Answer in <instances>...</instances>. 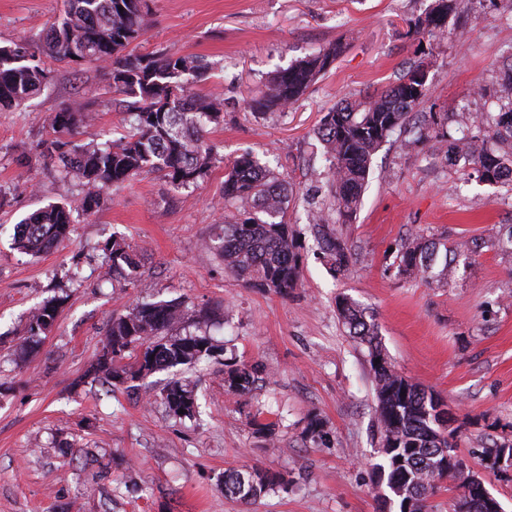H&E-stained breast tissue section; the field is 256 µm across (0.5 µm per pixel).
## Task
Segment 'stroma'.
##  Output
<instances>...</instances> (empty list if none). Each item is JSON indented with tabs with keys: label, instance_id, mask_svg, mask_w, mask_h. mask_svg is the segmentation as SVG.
Masks as SVG:
<instances>
[{
	"label": "stroma",
	"instance_id": "35a3bbf8",
	"mask_svg": "<svg viewBox=\"0 0 512 512\" xmlns=\"http://www.w3.org/2000/svg\"><path fill=\"white\" fill-rule=\"evenodd\" d=\"M64 0H0V43L39 37ZM434 0H147L151 25L136 52L190 55L208 68L195 92H221L224 121L209 129L217 159L204 178L175 187L145 174L110 187L93 213L79 186L52 167L20 172L16 159L48 134V117L75 99L96 118L79 142L126 130L123 97L98 64H55L53 79L21 108L0 112V512H381L372 374L365 348L336 315L345 295L372 314L401 375L447 402L468 468L484 448L512 439V185L470 180L436 142L394 135L372 158L355 223L339 225L359 259L329 271L307 212L332 199L329 163L313 130L344 99L384 88L427 62L424 111L456 131L492 112L512 56V0H456L439 36L409 23ZM344 53L297 103L253 106L271 72L336 42ZM251 154L291 188L288 221L301 244L298 288L280 296L226 272L212 243L224 234V172ZM50 202L73 205L69 241L33 257L13 247L17 223ZM447 237L460 253L447 284L396 275L406 232ZM139 259L134 282L103 265L111 239ZM488 241L466 255L472 240ZM65 303L47 334L26 336L45 301ZM209 308L216 351L191 367L115 388L88 371L114 318L140 302ZM262 363L259 401L227 394V359ZM194 388L196 418H177L160 393L172 378ZM273 423L256 433L253 416ZM321 436L308 432L311 421ZM282 473L287 490L254 504L225 498L227 468ZM486 489L512 512V478L483 471Z\"/></svg>",
	"mask_w": 512,
	"mask_h": 512
}]
</instances>
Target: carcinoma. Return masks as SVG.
Returning a JSON list of instances; mask_svg holds the SVG:
<instances>
[{"label":"carcinoma","mask_w":512,"mask_h":512,"mask_svg":"<svg viewBox=\"0 0 512 512\" xmlns=\"http://www.w3.org/2000/svg\"><path fill=\"white\" fill-rule=\"evenodd\" d=\"M453 9L454 0H435L425 17L410 24V30L416 35L442 34ZM148 23L145 0H66L62 16L43 35L0 45V111L24 104L49 83L48 59L75 65L105 63L110 88L131 98L125 108L132 121L121 137L92 145L76 141L77 129L92 120L94 109L89 102L74 101L49 116L50 137L17 159L27 171L41 160L55 163L62 177L80 186V204L87 213L100 206L103 191L111 185L157 173L177 187H188L216 160L206 134L210 125L223 122L224 99L193 91L194 84L207 79L198 59L130 49ZM344 51V44L337 42L275 72L260 106L283 109L299 101ZM423 67L419 61L385 90L340 102L322 115L316 135L331 162L338 223L355 220L372 158L396 131L412 135L417 142L430 137L448 141V132L412 121V111L424 103L428 92L425 87L412 90L415 74ZM507 79L499 112L472 117L458 128L459 137L452 143L455 154L471 165L472 176L489 184L512 174V66ZM291 197L292 191L271 169L248 153L239 156L225 171L223 187L224 207L236 212L224 216V237L215 247L225 269L283 297L298 287L301 276L299 245L288 223ZM308 220L326 264L336 274L347 273L356 259L355 250L321 215L312 212ZM72 223L71 205L50 203L17 225V248L31 256L48 253L69 239ZM103 251L112 274L134 280L138 263L125 243L114 239ZM456 256L448 238L411 232L397 244L392 266L403 278L446 284L454 273ZM63 303L64 299L53 298L37 308L28 335L50 331ZM336 312L349 336L367 349L380 428L378 467L384 472L390 499L398 501L399 512H405L407 501L412 512H427V500L441 483L456 480L458 431L440 430L434 414L439 398L395 369L365 308L343 296L336 301ZM209 317V311L190 312L177 301L138 303L112 321L90 374L115 387L166 368L193 365L212 353L211 338L204 333L183 334L180 329ZM263 372L258 363L226 364V392L253 395ZM161 397L175 417L191 418L196 413L195 395L180 380L170 381ZM287 485L279 473L224 470V497L246 505ZM456 490L462 491L467 512H491L487 496L475 486L458 485Z\"/></svg>","instance_id":"cac0c4a2"}]
</instances>
